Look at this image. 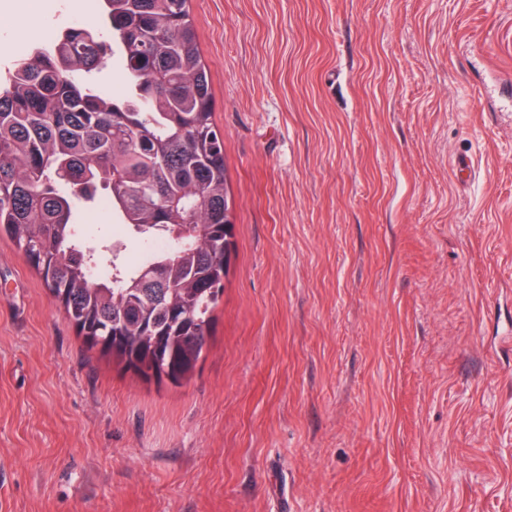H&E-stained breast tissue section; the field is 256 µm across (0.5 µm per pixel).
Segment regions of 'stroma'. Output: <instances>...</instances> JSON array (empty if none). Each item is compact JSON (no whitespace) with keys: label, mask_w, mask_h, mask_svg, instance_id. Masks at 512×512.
Here are the masks:
<instances>
[{"label":"stroma","mask_w":512,"mask_h":512,"mask_svg":"<svg viewBox=\"0 0 512 512\" xmlns=\"http://www.w3.org/2000/svg\"><path fill=\"white\" fill-rule=\"evenodd\" d=\"M190 11L235 203L205 357L109 362L0 237V512H512V0ZM70 27L100 0L0 69Z\"/></svg>","instance_id":"obj_1"}]
</instances>
